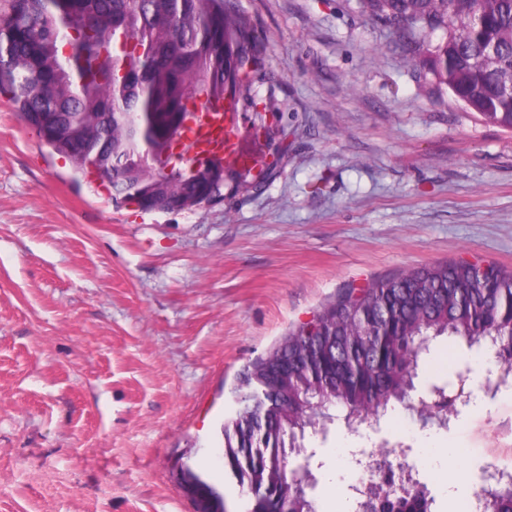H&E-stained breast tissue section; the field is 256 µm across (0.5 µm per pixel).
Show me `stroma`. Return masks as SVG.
<instances>
[{
  "label": "stroma",
  "instance_id": "stroma-1",
  "mask_svg": "<svg viewBox=\"0 0 512 512\" xmlns=\"http://www.w3.org/2000/svg\"><path fill=\"white\" fill-rule=\"evenodd\" d=\"M260 51L262 174L191 210L118 204L0 97V512H195L177 469L224 465L238 377L350 289L445 261L512 268V130L437 85L426 51L359 0H227ZM470 366L446 422L397 407L307 432L320 512L356 457L409 448L432 512L512 471V388L438 338L415 384ZM458 449L462 472L425 457Z\"/></svg>",
  "mask_w": 512,
  "mask_h": 512
}]
</instances>
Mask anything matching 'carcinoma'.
<instances>
[{"label":"carcinoma","instance_id":"cac0c4a2","mask_svg":"<svg viewBox=\"0 0 512 512\" xmlns=\"http://www.w3.org/2000/svg\"><path fill=\"white\" fill-rule=\"evenodd\" d=\"M369 12L407 27L431 47L432 73L486 120L512 130V0H363ZM127 65L142 82L119 85ZM258 66L252 37L224 0H7L0 10V95L57 151L73 150L112 171V197L138 202L151 184L168 209L191 210L222 196L224 186L169 177L142 163L140 137L157 153L153 112L179 99L197 108L231 94L257 106L248 67ZM488 283L472 288V280ZM304 326L288 332L244 370L239 390L251 404L225 422L224 464L251 493L248 512H319L315 480L291 484L279 463L309 474L305 431L325 434L336 415L363 424L410 400L419 360L442 336L497 357L496 336H509L512 270L446 262L411 268L348 292ZM288 357V379L277 365ZM478 508L512 512V479L487 483ZM419 480H401L372 512H431Z\"/></svg>","mask_w":512,"mask_h":512}]
</instances>
